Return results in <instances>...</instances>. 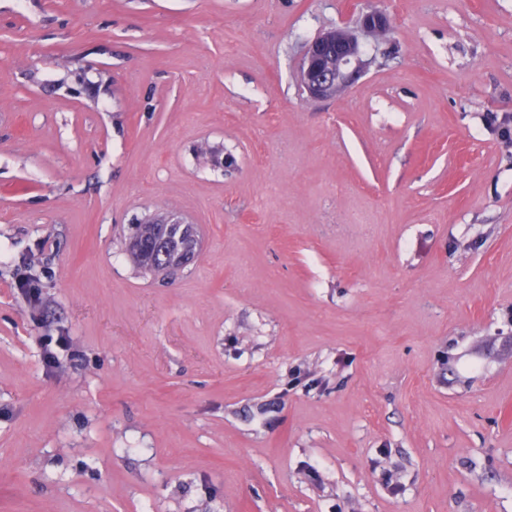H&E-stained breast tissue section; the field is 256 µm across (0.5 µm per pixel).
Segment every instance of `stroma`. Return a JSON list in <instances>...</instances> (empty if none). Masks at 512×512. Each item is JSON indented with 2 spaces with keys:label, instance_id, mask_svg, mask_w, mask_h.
<instances>
[{
  "label": "stroma",
  "instance_id": "obj_1",
  "mask_svg": "<svg viewBox=\"0 0 512 512\" xmlns=\"http://www.w3.org/2000/svg\"><path fill=\"white\" fill-rule=\"evenodd\" d=\"M490 113L512 0H0V512H512ZM168 215L198 257L142 272ZM360 31L336 28L313 40L307 47L301 83L309 98L323 99L348 86L367 67L360 34H383L391 29L389 16L375 10L360 19ZM160 224H168L167 231H169L171 228L170 225H180L181 227L185 223L177 218L170 217L164 223L136 224L133 233L139 239V245H131L128 249L134 263L138 268L145 272H154V270H156V265L164 261H167L171 270L181 267L179 258L181 256L186 237L179 236L178 230H172L171 237L168 239L165 252L166 260L153 253L152 243L154 241L155 233L162 229Z\"/></svg>",
  "mask_w": 512,
  "mask_h": 512
}]
</instances>
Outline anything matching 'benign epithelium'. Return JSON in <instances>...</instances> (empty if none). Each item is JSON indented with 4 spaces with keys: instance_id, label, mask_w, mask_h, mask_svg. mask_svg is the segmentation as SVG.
I'll list each match as a JSON object with an SVG mask.
<instances>
[{
    "instance_id": "1",
    "label": "benign epithelium",
    "mask_w": 512,
    "mask_h": 512,
    "mask_svg": "<svg viewBox=\"0 0 512 512\" xmlns=\"http://www.w3.org/2000/svg\"><path fill=\"white\" fill-rule=\"evenodd\" d=\"M390 29L389 16L375 10L361 17L358 31L341 27L313 40L301 67V83L308 97L323 99L348 86L368 65L360 35L383 34Z\"/></svg>"
}]
</instances>
